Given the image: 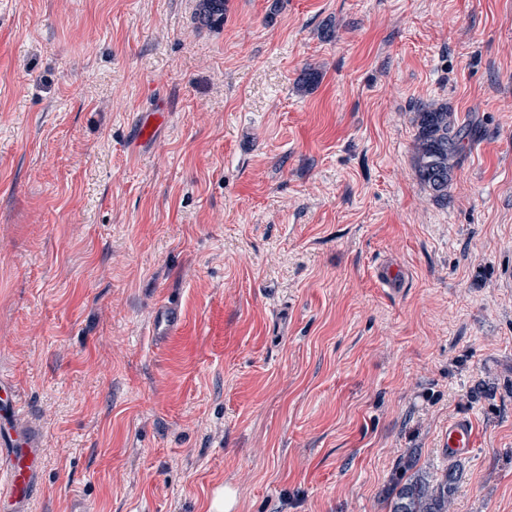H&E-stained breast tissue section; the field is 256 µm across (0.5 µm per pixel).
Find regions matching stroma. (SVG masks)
<instances>
[{"label":"stroma","instance_id":"1","mask_svg":"<svg viewBox=\"0 0 512 512\" xmlns=\"http://www.w3.org/2000/svg\"><path fill=\"white\" fill-rule=\"evenodd\" d=\"M197 3L0 0L32 512H212L218 484L230 512H389L411 452L459 463L454 512H512V0H226L218 30ZM420 102L477 128L444 205ZM474 446L473 424L467 418H457L448 423L445 447L448 455L467 453Z\"/></svg>","mask_w":512,"mask_h":512}]
</instances>
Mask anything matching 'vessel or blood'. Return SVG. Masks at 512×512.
Masks as SVG:
<instances>
[{"mask_svg":"<svg viewBox=\"0 0 512 512\" xmlns=\"http://www.w3.org/2000/svg\"><path fill=\"white\" fill-rule=\"evenodd\" d=\"M17 417L18 394L0 380V500H7L10 512H31L41 456L33 438L18 426ZM445 446L452 455H461L473 448L471 420L450 421Z\"/></svg>","mask_w":512,"mask_h":512,"instance_id":"1","label":"vessel or blood"}]
</instances>
